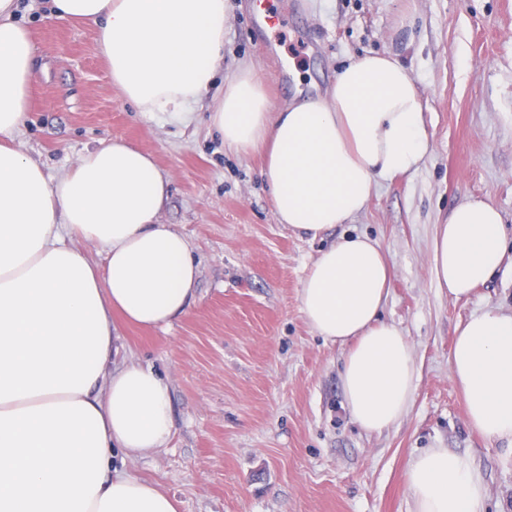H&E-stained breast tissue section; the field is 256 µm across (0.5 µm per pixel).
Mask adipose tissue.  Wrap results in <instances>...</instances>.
I'll list each match as a JSON object with an SVG mask.
<instances>
[{"label": "adipose tissue", "mask_w": 512, "mask_h": 512, "mask_svg": "<svg viewBox=\"0 0 512 512\" xmlns=\"http://www.w3.org/2000/svg\"><path fill=\"white\" fill-rule=\"evenodd\" d=\"M0 0V512H177L151 482L112 471L172 434L169 385L136 362L113 366V314L170 325L196 297L187 239L161 223L171 179L152 153L104 140L50 179L16 145L38 80L36 47ZM230 0H51L53 16L95 29L112 85L137 111L189 125L224 59ZM411 69L386 49L350 59L326 93L280 106L254 64L224 82L207 117L225 148L263 158L279 223L312 238L362 213L380 182L430 149ZM98 249L91 261L83 244ZM503 217L457 204L434 242L438 288L468 297L494 275ZM392 269L379 241L341 237L308 268L305 320L343 347L346 406L364 430L400 422L415 391L407 336L381 317ZM470 426L512 444V314L459 323L450 352ZM412 512H485L488 486L463 454L428 448L405 473Z\"/></svg>", "instance_id": "adipose-tissue-1"}]
</instances>
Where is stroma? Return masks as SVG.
<instances>
[{
  "label": "stroma",
  "mask_w": 512,
  "mask_h": 512,
  "mask_svg": "<svg viewBox=\"0 0 512 512\" xmlns=\"http://www.w3.org/2000/svg\"><path fill=\"white\" fill-rule=\"evenodd\" d=\"M218 78L254 63L271 99L290 100L295 62L319 91L348 58L402 52L423 96L431 148L418 169L382 182L367 209L323 237L278 223L258 158L226 149L198 105L189 126L122 101L94 31L28 0L17 18L32 35L39 80L17 138L49 178L86 150L120 138L155 155L172 183L160 221L188 239L197 298L165 329L119 324V357L170 384L169 442L112 467L172 495L179 512H411L406 468L424 449L447 448L483 472L487 512H512V456L473 430L449 372L456 325L487 307L512 314V0H236ZM415 39L402 47L406 3ZM274 26L258 27L260 15ZM504 217L494 276L466 299L439 290L437 226L465 197ZM378 239L393 269L383 309L411 343L414 400L396 425L367 432L344 405L342 351L306 324L299 290L308 267L341 236Z\"/></svg>",
  "instance_id": "35a3bbf8"
}]
</instances>
